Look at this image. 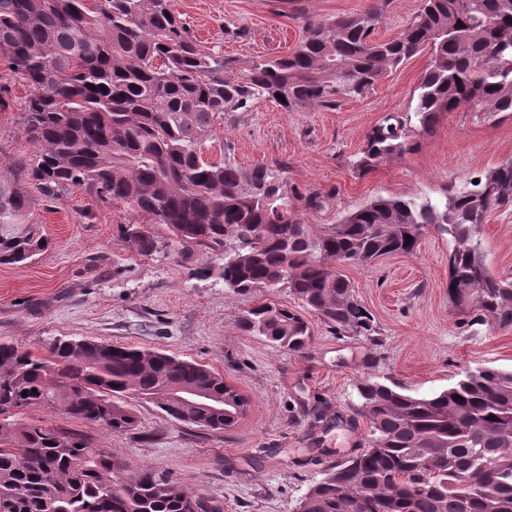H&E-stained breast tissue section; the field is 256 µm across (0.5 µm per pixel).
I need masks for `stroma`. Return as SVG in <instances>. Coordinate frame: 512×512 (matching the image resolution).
Here are the masks:
<instances>
[{
	"label": "stroma",
	"mask_w": 512,
	"mask_h": 512,
	"mask_svg": "<svg viewBox=\"0 0 512 512\" xmlns=\"http://www.w3.org/2000/svg\"><path fill=\"white\" fill-rule=\"evenodd\" d=\"M375 0H171L205 48L222 47L226 76L240 77L256 63L290 53L303 35L300 14L333 19L365 10ZM429 62L419 55L387 73L363 97L336 108L288 111L263 99L245 112H228L204 145L208 160L248 169L281 163L288 181L334 191L331 204L308 216L335 224L377 195L443 197L450 186L482 176L512 160V115L485 118L462 107L441 115L428 135H411L409 151L359 177L352 163L365 136L390 112H408ZM0 168L32 155L19 109L31 93L0 54ZM51 245L25 265H0V339L44 354L52 340L93 337L169 353L208 366L246 395L250 404L221 433L171 420L137 399L126 405L136 431L112 435L43 410L26 421L53 424L88 436L132 468H155L208 499L219 512H295L318 481L326 461L364 447L365 417L355 412L356 387L366 376L392 380L415 395L450 386L468 369H512V328L469 324L448 303V238L426 231L416 253L394 254L373 266L343 273L358 302L374 316L380 345L336 333L309 313L307 349L289 353L243 335L237 318L254 295L203 277L201 252L172 244L162 224L125 203L98 202L82 187L37 206ZM150 224L163 246L141 256L120 238L127 224ZM485 262L498 279L512 280V210L491 212L480 228ZM326 402L342 423L312 428L315 401Z\"/></svg>",
	"instance_id": "35a3bbf8"
}]
</instances>
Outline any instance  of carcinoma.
<instances>
[{
	"label": "carcinoma",
	"mask_w": 512,
	"mask_h": 512,
	"mask_svg": "<svg viewBox=\"0 0 512 512\" xmlns=\"http://www.w3.org/2000/svg\"><path fill=\"white\" fill-rule=\"evenodd\" d=\"M380 11L308 16L291 54L236 79L224 76L223 51L193 40L171 0H0L8 68L32 87L21 120L36 147L0 169V265L46 250L35 208L81 186L103 204L133 206L185 247L224 253L222 265L206 266L224 287L285 288L337 332L375 345L374 316L341 269L413 254L434 228L451 242L448 302L511 328L512 282L485 265L480 226L512 207V160L441 200L379 195L317 230L297 208L322 211L334 193L288 182L281 164L245 170L204 159L205 137L226 112L255 99L331 109L423 52L431 63L413 111L371 129L358 175L405 153L410 127L429 134L443 112L512 113V0H422L391 40L373 38ZM122 239L140 256L159 252V239L135 224ZM238 327L294 353L310 339L302 315L273 301L245 310ZM188 390L228 395L243 412L249 404L223 374L171 354L82 338L55 339L39 356L0 341V512H44L47 503L56 512H215L165 471L134 470L82 434L22 419L39 408L128 433L139 427L121 404L131 395L214 433L235 424L222 404L171 396ZM357 390L366 446L328 462L296 512H512V370L477 368L424 396L372 377Z\"/></svg>",
	"instance_id": "1"
}]
</instances>
